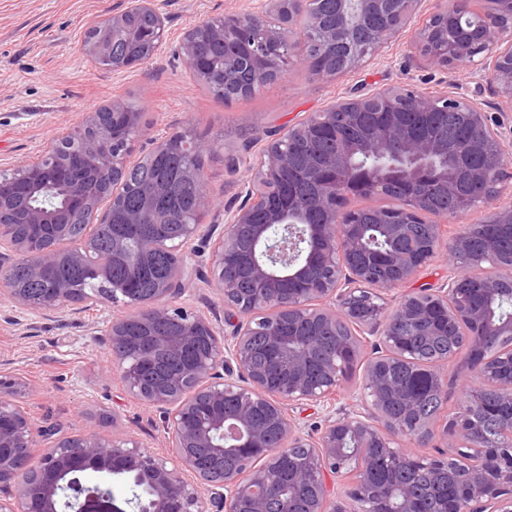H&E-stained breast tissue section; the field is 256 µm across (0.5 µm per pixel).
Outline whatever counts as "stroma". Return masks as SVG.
I'll return each instance as SVG.
<instances>
[{"label":"stroma","instance_id":"35a3bbf8","mask_svg":"<svg viewBox=\"0 0 512 512\" xmlns=\"http://www.w3.org/2000/svg\"><path fill=\"white\" fill-rule=\"evenodd\" d=\"M255 0H159L165 48L147 62L122 71L101 69L81 53L87 23L121 12L127 0H0V167H8L49 147L85 115L115 102L139 112L140 134L133 159L148 155L156 139L191 130L208 145L204 173L218 203L216 224L225 210L242 202L246 159L256 157L274 134L294 127L334 102L405 84L433 96L446 91L480 107L512 152V112L502 110L489 81H477L471 63L441 66L413 44L415 32L435 11L437 0H421L409 26L383 52L335 76L314 74L288 62L285 76L255 95L230 102L214 97L191 74L179 52L184 33L201 20L250 10ZM213 245H200L197 274L179 306L224 317L220 294L207 285ZM131 305L104 301L82 314L44 317L20 314L0 294V378L22 377L15 396L42 425L61 424L72 433L133 436L161 453L167 446L156 407L127 394L108 377L110 356L95 336L100 314L131 312Z\"/></svg>","mask_w":512,"mask_h":512}]
</instances>
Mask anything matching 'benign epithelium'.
Masks as SVG:
<instances>
[{
	"label": "benign epithelium",
	"mask_w": 512,
	"mask_h": 512,
	"mask_svg": "<svg viewBox=\"0 0 512 512\" xmlns=\"http://www.w3.org/2000/svg\"><path fill=\"white\" fill-rule=\"evenodd\" d=\"M288 21L307 14L306 27L323 39L341 31L362 28L373 18L386 21L368 41L351 43L336 68L318 62L304 41L294 43L290 58L320 75L334 76L375 55L409 22L413 12L406 0H336L338 26L328 30L309 12L312 0H278ZM462 0L438 5L430 21L416 34L417 50L429 60L447 66L465 60L494 84L499 97L512 110V12L501 0H488L484 21L477 26L458 22ZM148 13L155 19V35L139 57L112 58L107 68L121 71L151 59L166 38L164 18L156 0H129L121 12L96 21L90 29L100 32L122 28L134 14ZM229 27L215 18L200 21L184 35L181 53L193 74L206 79L197 64L193 45L202 36H224L225 56L240 59L255 71L251 87L263 83L272 58L271 41L278 35L262 9L234 16ZM453 103H462L468 116L493 140L497 135L484 113L453 92L426 96L411 87L386 88L372 95L337 103L329 113L342 112L356 120L359 110L374 104L385 110L379 129L363 131L366 168L351 161L354 148L346 146L321 162L324 183L307 202L285 209L271 207L255 221L259 202L256 188L273 183L288 166V155L280 143L310 131L324 121L325 113H313L298 125L268 143L250 165L244 202L225 211L222 236L210 260L208 283L224 303L243 318L220 321L205 314L175 307L171 299L189 285L190 262L198 257L194 241L211 234L204 223L214 206L207 191L204 172L189 169L186 176L201 184L195 223L187 226L174 246L176 262L160 281L153 295L140 299L127 288H119L127 302L139 306L133 314H111L101 329L112 357L110 373L119 375L126 391L138 400L163 410L171 448L159 454L137 440L118 434L104 438L94 432L55 438L60 426L39 428L13 400L24 382L15 379L8 390H0V512H344L336 500L330 479L350 469L358 458L355 481L346 487L349 498L363 504V512H425L422 498L407 487L389 491L369 474L380 460L401 461L416 467L426 463L444 469L448 457L422 458L409 451L402 439L411 437L407 421L386 411L387 398L401 396L413 409L420 388L400 386L391 380L397 369L418 367L427 385L447 387L443 366L447 360L421 362L411 358L407 335L393 328L410 324L417 336H437L446 330L467 337L469 374L484 384L491 380L506 401H512V352L489 357L484 343L492 336H511L512 321H498L487 312L488 304L512 284V265L496 264V271L480 278L476 303L462 307L458 296L472 289L474 274L465 257L472 225L468 224L448 242L441 224H432L421 239L407 241L409 225L423 212L404 206L377 208L374 223L386 241L377 250L364 240L363 226L348 208L352 198L363 195L375 180L397 174L413 186L434 175L453 186L448 167L435 168L434 161L446 150L422 134L417 123L423 115ZM89 141L93 153L88 168L117 174L133 166L131 142L118 143L112 123L102 112H90L83 125L61 137L48 150L9 168H0V292L20 308L38 313L66 311L86 303L80 292L65 282L57 284L44 299L30 297L12 276L17 260L30 261L34 273L53 266L62 255L73 262L85 260L87 251H66L68 225L53 214L29 206L18 212L16 197L49 185L66 187V207L82 212L93 223L99 200L77 191L68 178L53 173V165L65 169L69 148ZM512 163L504 150L483 167L470 172L477 185H489V204L505 190L502 173ZM323 214L319 224L308 216ZM47 226V236L33 238L19 232L20 225ZM249 231L250 249L229 262L241 229ZM154 245L146 243L130 263L136 277ZM448 251V282L432 290H406L388 312L382 305L363 308L355 303L359 285L376 281L389 290L407 283L441 250ZM289 269L288 290L276 287L281 276L275 269ZM255 285L253 300L272 313L256 319L241 307L239 274ZM144 328L141 336L126 335L131 320ZM340 332L338 352L357 359L365 334H378L376 355L364 372V397L358 408L335 409L336 391L347 379L346 364L326 357L316 340L321 334ZM266 336V348L275 357L282 380L271 384L268 369L254 365L253 337ZM322 406L323 427L314 437L304 431L294 410ZM417 433L437 448H454L456 455L475 461L462 480V490L446 503V512H512V417L504 420L502 444L479 446L481 434L476 419L450 421L438 416L420 421ZM208 449L211 464L234 460V466L219 471L205 464L198 449ZM123 482L125 497L112 492V481Z\"/></svg>",
	"instance_id": "benign-epithelium-1"
}]
</instances>
